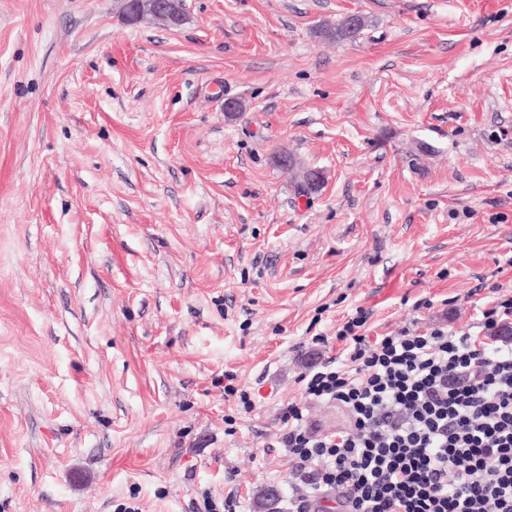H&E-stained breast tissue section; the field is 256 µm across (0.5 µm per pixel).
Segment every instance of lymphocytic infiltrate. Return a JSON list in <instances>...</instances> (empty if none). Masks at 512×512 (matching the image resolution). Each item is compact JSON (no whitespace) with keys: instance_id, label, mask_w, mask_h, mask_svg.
I'll use <instances>...</instances> for the list:
<instances>
[{"instance_id":"1","label":"lymphocytic infiltrate","mask_w":512,"mask_h":512,"mask_svg":"<svg viewBox=\"0 0 512 512\" xmlns=\"http://www.w3.org/2000/svg\"><path fill=\"white\" fill-rule=\"evenodd\" d=\"M365 309L336 332L344 359L301 378L277 436L299 488L288 512H512V297L482 311V335L442 328L368 335ZM346 407L354 428L321 435L307 403Z\"/></svg>"}]
</instances>
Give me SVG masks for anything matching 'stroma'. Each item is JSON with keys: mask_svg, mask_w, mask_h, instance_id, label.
I'll use <instances>...</instances> for the list:
<instances>
[{"mask_svg": "<svg viewBox=\"0 0 512 512\" xmlns=\"http://www.w3.org/2000/svg\"><path fill=\"white\" fill-rule=\"evenodd\" d=\"M183 11L0 0V512H259L357 308L476 335L512 296V0ZM127 18L135 22L147 18L162 19L170 26H178L182 16L173 14L171 0H125ZM365 27L366 21L362 16L360 17V25L355 28H351L349 26L348 17H345L340 22H338L332 30L326 31L323 29H319L317 31V34L319 36L323 35L325 37H329L330 39H333L336 42L354 41L360 36Z\"/></svg>", "mask_w": 512, "mask_h": 512, "instance_id": "35a3bbf8", "label": "stroma"}]
</instances>
